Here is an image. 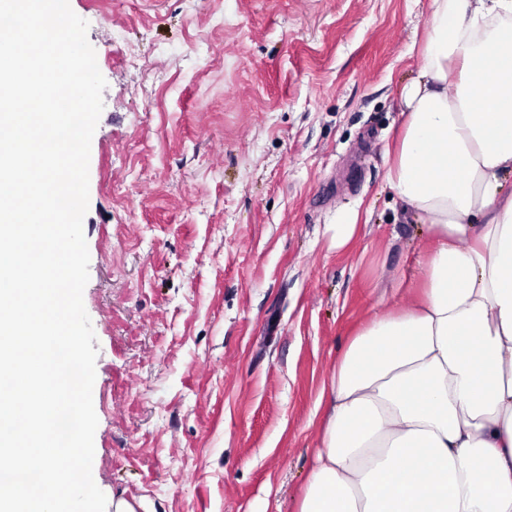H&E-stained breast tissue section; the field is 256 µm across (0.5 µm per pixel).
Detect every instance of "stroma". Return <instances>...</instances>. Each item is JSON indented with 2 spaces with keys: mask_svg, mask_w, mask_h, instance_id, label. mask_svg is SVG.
<instances>
[{
  "mask_svg": "<svg viewBox=\"0 0 512 512\" xmlns=\"http://www.w3.org/2000/svg\"><path fill=\"white\" fill-rule=\"evenodd\" d=\"M429 5L70 0L107 82L83 220L106 498L299 512L339 354L420 294L385 151Z\"/></svg>",
  "mask_w": 512,
  "mask_h": 512,
  "instance_id": "obj_1",
  "label": "stroma"
}]
</instances>
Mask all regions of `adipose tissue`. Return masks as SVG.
<instances>
[{"label":"adipose tissue","mask_w":512,"mask_h":512,"mask_svg":"<svg viewBox=\"0 0 512 512\" xmlns=\"http://www.w3.org/2000/svg\"><path fill=\"white\" fill-rule=\"evenodd\" d=\"M420 55L387 179L424 296L337 359L299 512H512V0H431Z\"/></svg>","instance_id":"ef3b65f1"}]
</instances>
